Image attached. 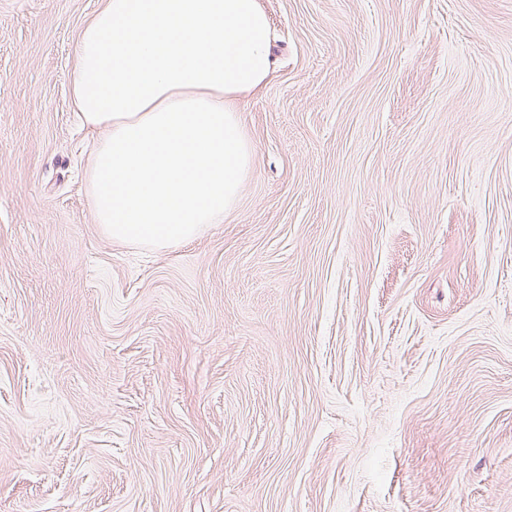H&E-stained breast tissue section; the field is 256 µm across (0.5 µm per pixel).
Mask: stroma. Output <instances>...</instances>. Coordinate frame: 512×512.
<instances>
[{"instance_id": "stroma-1", "label": "stroma", "mask_w": 512, "mask_h": 512, "mask_svg": "<svg viewBox=\"0 0 512 512\" xmlns=\"http://www.w3.org/2000/svg\"><path fill=\"white\" fill-rule=\"evenodd\" d=\"M253 172L97 224L98 0H0V512H512V0H262Z\"/></svg>"}]
</instances>
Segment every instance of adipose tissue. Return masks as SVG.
Returning <instances> with one entry per match:
<instances>
[{
	"instance_id": "adipose-tissue-1",
	"label": "adipose tissue",
	"mask_w": 512,
	"mask_h": 512,
	"mask_svg": "<svg viewBox=\"0 0 512 512\" xmlns=\"http://www.w3.org/2000/svg\"><path fill=\"white\" fill-rule=\"evenodd\" d=\"M269 42L260 0H102L71 87L109 238L168 249L234 210L253 165L239 114L268 83Z\"/></svg>"
}]
</instances>
